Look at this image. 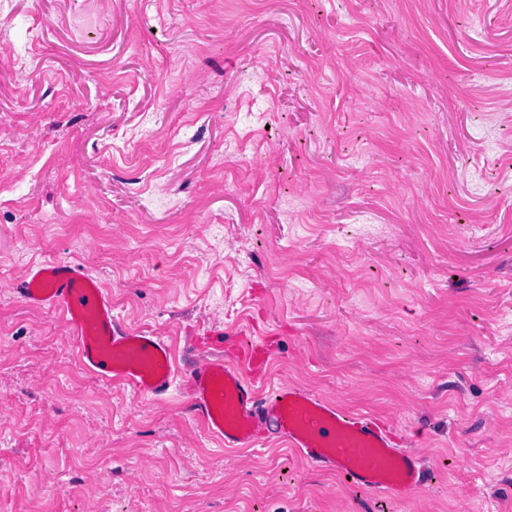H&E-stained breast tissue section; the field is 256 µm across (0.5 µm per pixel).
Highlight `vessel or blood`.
Instances as JSON below:
<instances>
[{"instance_id":"1","label":"vessel or blood","mask_w":512,"mask_h":512,"mask_svg":"<svg viewBox=\"0 0 512 512\" xmlns=\"http://www.w3.org/2000/svg\"><path fill=\"white\" fill-rule=\"evenodd\" d=\"M18 292L29 304L65 315L83 366L98 377L120 380L142 396H158L171 387L175 367L168 345L146 331L120 330L111 298L78 266L39 262ZM267 362L260 349L225 346L221 330L204 338L184 393L190 411L224 447L255 446L274 429L309 462L340 474L354 487L403 498L419 486L420 459L398 447L377 419L341 410L294 386L279 384L260 393Z\"/></svg>"}]
</instances>
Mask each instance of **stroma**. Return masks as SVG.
Returning a JSON list of instances; mask_svg holds the SVG:
<instances>
[{"label": "stroma", "mask_w": 512, "mask_h": 512, "mask_svg": "<svg viewBox=\"0 0 512 512\" xmlns=\"http://www.w3.org/2000/svg\"><path fill=\"white\" fill-rule=\"evenodd\" d=\"M52 259L177 375L268 347L420 487L95 377L15 292ZM0 512H512V0H0Z\"/></svg>", "instance_id": "1"}]
</instances>
